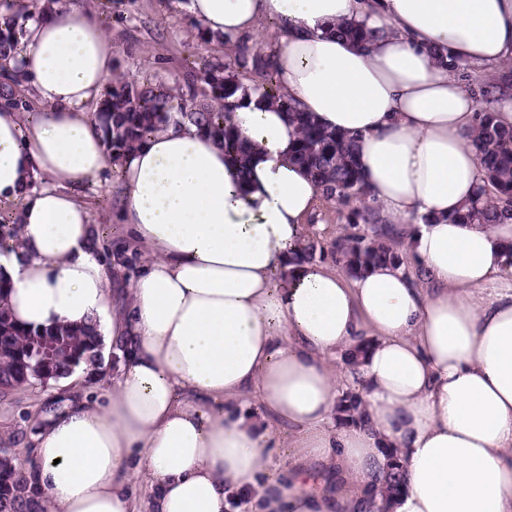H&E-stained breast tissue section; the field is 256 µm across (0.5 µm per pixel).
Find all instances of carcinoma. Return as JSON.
Instances as JSON below:
<instances>
[{
    "mask_svg": "<svg viewBox=\"0 0 512 512\" xmlns=\"http://www.w3.org/2000/svg\"><path fill=\"white\" fill-rule=\"evenodd\" d=\"M13 12L7 29L0 28V60L13 56L19 46L18 20L28 12L27 0H12ZM343 35L365 48L375 38L364 24L346 26ZM274 51L262 52L245 41H237L234 53L222 66L187 68L186 91L163 90L144 77L137 80L114 78L108 83L96 117L103 138L114 153L139 146L159 125L173 121L193 125L224 146V152L244 164L250 148L236 134L230 114L253 97L280 104L297 130L293 159L305 168L324 196L340 206L362 201L369 187L356 163L358 141L322 128L312 115L301 112L279 91ZM21 75L0 65V102L25 112L28 104L17 94ZM472 141L485 171V180L465 208L448 221L461 224L488 222L494 212L512 218V127L504 128L493 113L480 115ZM346 219L362 224L363 232L336 239L329 249L313 242L295 255L298 264L309 263L330 253L356 276L375 265H399L402 256L389 244L395 229L379 222L365 205L352 208ZM97 336L87 328H26L17 325L6 303V289L0 287V393L41 383L39 367L48 362L58 375L67 376L81 365L94 363ZM0 512H39L38 490L32 486V467L19 466L6 448H0Z\"/></svg>",
    "mask_w": 512,
    "mask_h": 512,
    "instance_id": "cac0c4a2",
    "label": "carcinoma"
}]
</instances>
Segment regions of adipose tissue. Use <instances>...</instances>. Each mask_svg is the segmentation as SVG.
I'll return each mask as SVG.
<instances>
[{
	"label": "adipose tissue",
	"instance_id": "ef3b65f1",
	"mask_svg": "<svg viewBox=\"0 0 512 512\" xmlns=\"http://www.w3.org/2000/svg\"><path fill=\"white\" fill-rule=\"evenodd\" d=\"M206 31L236 38L284 22L280 91L358 139L365 203L416 276L383 265L346 279L298 264L325 199L295 164L296 132L268 101L231 122L246 165L190 125H163L113 156L88 105L115 66L88 11L52 0L9 69L32 112L0 106V199L19 235L0 252L18 323L93 327L119 359L112 388L62 378L41 416L34 482L49 512H512V219L455 224L483 183L479 115L455 67L512 61V0H190ZM366 22L363 48L336 27ZM114 173L117 217L145 264L111 285L82 191ZM41 188H34V181ZM358 351L336 366V352ZM352 382L359 421L332 427ZM262 411H244L248 401ZM295 430L284 479L266 478L271 423ZM404 475L386 493L390 458Z\"/></svg>",
	"mask_w": 512,
	"mask_h": 512
}]
</instances>
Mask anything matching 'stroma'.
<instances>
[{
    "mask_svg": "<svg viewBox=\"0 0 512 512\" xmlns=\"http://www.w3.org/2000/svg\"><path fill=\"white\" fill-rule=\"evenodd\" d=\"M98 19L117 51L116 76L136 79L150 74L172 90L182 86L186 65L201 59L221 64L229 52L220 39L203 41L201 29L188 11L189 0H78ZM102 247L106 251L127 243L125 227L115 218L118 197L111 181L84 192ZM342 206L319 207L306 226L309 238L330 245L353 233ZM63 388L55 385L21 387L0 394V448L16 451L19 464L33 454L34 436L45 407L62 400Z\"/></svg>",
    "mask_w": 512,
    "mask_h": 512,
    "instance_id": "1",
    "label": "stroma"
}]
</instances>
